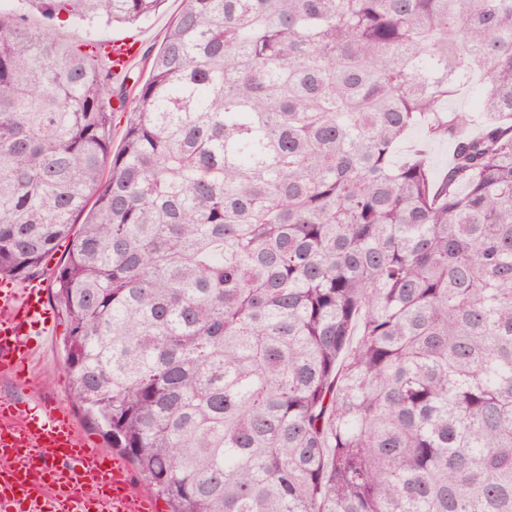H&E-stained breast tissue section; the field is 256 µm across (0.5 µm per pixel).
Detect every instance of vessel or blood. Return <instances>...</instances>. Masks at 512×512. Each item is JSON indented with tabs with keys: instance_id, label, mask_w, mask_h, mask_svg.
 I'll list each match as a JSON object with an SVG mask.
<instances>
[{
	"instance_id": "obj_1",
	"label": "vessel or blood",
	"mask_w": 512,
	"mask_h": 512,
	"mask_svg": "<svg viewBox=\"0 0 512 512\" xmlns=\"http://www.w3.org/2000/svg\"><path fill=\"white\" fill-rule=\"evenodd\" d=\"M112 62L122 68L138 42H111ZM46 290L0 289V372L31 359L32 336L49 325ZM151 497L131 491L126 467L88 445L59 401L34 407L0 402V512H153Z\"/></svg>"
}]
</instances>
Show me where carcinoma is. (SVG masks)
<instances>
[{
    "instance_id": "carcinoma-1",
    "label": "carcinoma",
    "mask_w": 512,
    "mask_h": 512,
    "mask_svg": "<svg viewBox=\"0 0 512 512\" xmlns=\"http://www.w3.org/2000/svg\"><path fill=\"white\" fill-rule=\"evenodd\" d=\"M28 2L44 25L0 8V276L69 240L73 394L146 493L512 512V0H183L130 90L53 22L162 0ZM416 130L443 176L396 158ZM422 149L435 173L440 174L448 169L450 151L448 142H424L420 132H414L398 149V156H405Z\"/></svg>"
}]
</instances>
